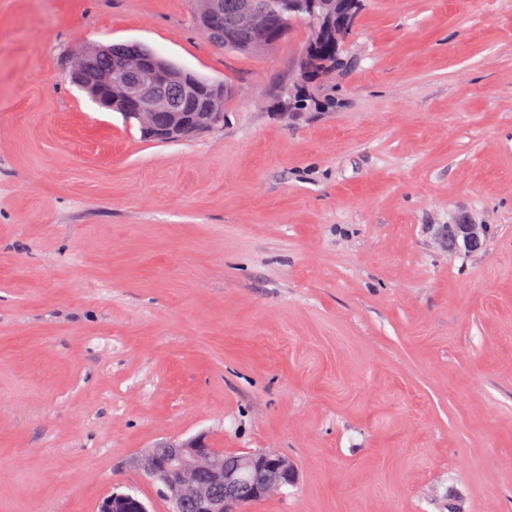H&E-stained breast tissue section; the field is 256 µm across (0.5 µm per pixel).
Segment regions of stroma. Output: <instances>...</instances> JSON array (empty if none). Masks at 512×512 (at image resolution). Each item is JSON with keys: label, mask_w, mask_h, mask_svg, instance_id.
Returning <instances> with one entry per match:
<instances>
[{"label": "stroma", "mask_w": 512, "mask_h": 512, "mask_svg": "<svg viewBox=\"0 0 512 512\" xmlns=\"http://www.w3.org/2000/svg\"><path fill=\"white\" fill-rule=\"evenodd\" d=\"M195 12L0 0V512H168L135 459L199 434L296 467L246 512H512V0H367L298 116L307 23L251 56ZM112 43L227 86L223 126L100 109L67 73ZM489 232L488 224H471L465 217H460L456 220V224L445 226L441 239H445L448 235V247H463L473 252L482 248Z\"/></svg>", "instance_id": "stroma-1"}]
</instances>
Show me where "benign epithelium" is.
I'll list each match as a JSON object with an SVG mask.
<instances>
[{
	"label": "benign epithelium",
	"mask_w": 512,
	"mask_h": 512,
	"mask_svg": "<svg viewBox=\"0 0 512 512\" xmlns=\"http://www.w3.org/2000/svg\"><path fill=\"white\" fill-rule=\"evenodd\" d=\"M359 0H207V24L249 29L262 34L269 28H283L287 17L305 12L318 18L320 26L336 23L341 28L353 21ZM72 81L92 100L112 110L116 100L129 109L127 119L146 125V131L160 141L186 140L210 131L224 121L221 112L198 117L190 112L198 86L188 76L168 70L152 51L141 46L117 60L109 69L94 70L81 65L71 71ZM490 227L472 224L460 217L445 226L441 238L448 246L468 251L482 248ZM139 471L160 484L170 512H242L244 503L258 501L273 488L291 485L297 471L287 458L263 450L246 451L232 458L211 448L200 437L166 440L143 452L136 460Z\"/></svg>",
	"instance_id": "7a95c632"
}]
</instances>
